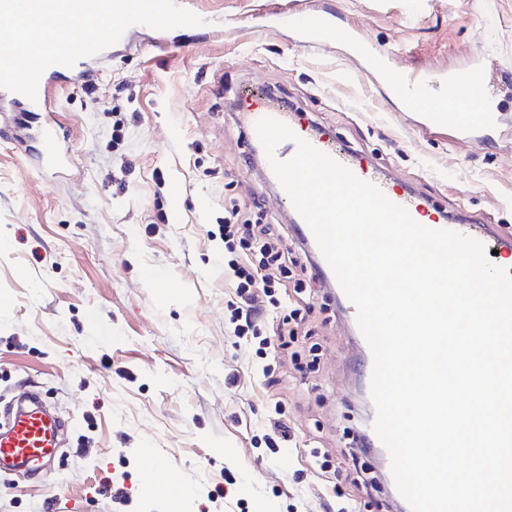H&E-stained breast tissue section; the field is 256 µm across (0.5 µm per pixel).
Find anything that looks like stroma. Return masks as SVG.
I'll use <instances>...</instances> for the list:
<instances>
[{
	"label": "stroma",
	"mask_w": 512,
	"mask_h": 512,
	"mask_svg": "<svg viewBox=\"0 0 512 512\" xmlns=\"http://www.w3.org/2000/svg\"><path fill=\"white\" fill-rule=\"evenodd\" d=\"M332 3L393 49L394 68H493L474 107L494 106L498 126L469 143L418 129L340 45L299 46L276 0H191L223 15V36L172 29L159 45L135 31L87 82L60 78L59 177L36 164L42 118L0 115V410L34 393L65 423L41 472L0 473V512H334L350 493L345 443L369 411L341 305L323 287L290 294L302 333L263 355L229 322L225 204L258 196L262 223L288 222L247 161L234 100L270 89L448 212L512 234V0ZM315 342L318 371L297 370ZM276 416L290 438L273 453L262 436ZM145 447L169 462L151 492ZM365 462L376 482L356 512H395L375 454Z\"/></svg>",
	"instance_id": "stroma-1"
}]
</instances>
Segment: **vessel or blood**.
I'll use <instances>...</instances> for the list:
<instances>
[{
	"mask_svg": "<svg viewBox=\"0 0 512 512\" xmlns=\"http://www.w3.org/2000/svg\"><path fill=\"white\" fill-rule=\"evenodd\" d=\"M280 19L293 28L303 47H314L326 42H338L359 57L364 68L374 78L375 88L402 103H422L418 125L427 131L449 129L456 139L470 141L493 130L498 123L494 112H451L437 106L430 98L431 83H439L443 96L451 101L469 100L486 90L488 68L475 64L460 70L442 71L435 79L416 73L396 70L390 65V51L382 44L368 45L350 24L345 23L337 12L325 5L324 0H310L305 10H297L293 0H283L278 11ZM88 58H79L72 66L54 64L42 73L36 99L0 88V105L20 112H41L45 115V149L40 164L43 170L54 173L66 162L65 152L58 146L53 132L56 113L54 91L59 75L69 73L86 77ZM237 116L247 130H254L256 123L266 117L286 124L296 135L295 140L281 142L275 155L279 160L291 159L297 150L296 139L308 141L317 150L327 154L347 167L359 180L377 186L392 203L405 207L414 220L428 218L429 228L446 229L473 238L485 248H497L500 258H512V237L499 234L491 225L478 224L459 217L433 216V202L414 189L402 187L392 179L388 171L378 165L364 164L353 151L337 144L317 126L303 125L296 112L291 111L278 97L250 85L238 91ZM298 239L312 258L315 272L336 291L341 305L350 300L339 288L338 280L323 256L315 236L305 220H298ZM62 421L51 414L37 398L18 405L0 422V471L5 473H38L40 467L50 461L59 446Z\"/></svg>",
	"mask_w": 512,
	"mask_h": 512,
	"instance_id": "vessel-or-blood-1",
	"label": "vessel or blood"
}]
</instances>
